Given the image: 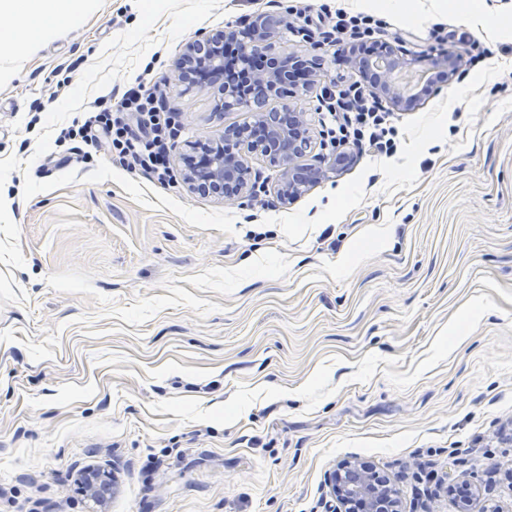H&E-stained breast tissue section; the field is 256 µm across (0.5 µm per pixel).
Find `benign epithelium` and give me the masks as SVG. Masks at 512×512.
I'll list each match as a JSON object with an SVG mask.
<instances>
[{
  "label": "benign epithelium",
  "mask_w": 512,
  "mask_h": 512,
  "mask_svg": "<svg viewBox=\"0 0 512 512\" xmlns=\"http://www.w3.org/2000/svg\"><path fill=\"white\" fill-rule=\"evenodd\" d=\"M275 28L274 21L259 17L241 41L236 34H226L207 44L196 40L188 45L187 63L175 67L166 77L169 83L191 80L197 86L212 88L220 101L225 96H233L254 103L252 121L247 128L228 127L196 143L192 152L185 156L183 179L195 194L223 201L246 196L252 190L251 162L255 154L279 168L278 193L285 201L300 196L314 181L340 171L349 162V155L344 154L334 158L324 169L297 165L296 159L311 147L308 113L289 103L279 109H265L266 99L279 95L285 85H300L309 91L320 81L314 72L300 82L294 79L292 63L301 57H282L272 52ZM226 40L239 42L237 62L230 70L217 62L224 56ZM388 52L389 55L379 57L385 66L376 72L370 70V60L364 57L358 45L348 49L346 59L362 75L372 95L397 109L411 106L416 96L408 94L392 78L394 73L425 62L436 79L449 83L461 61L452 49L417 60L405 58L392 48ZM79 483L85 495L102 510L115 493L113 475L98 467L83 470ZM330 486L334 506L329 512H400L398 493L390 480L359 459L340 462L330 478ZM448 493L456 497L458 512H475L473 505L478 494L471 484H450Z\"/></svg>",
  "instance_id": "benign-epithelium-1"
}]
</instances>
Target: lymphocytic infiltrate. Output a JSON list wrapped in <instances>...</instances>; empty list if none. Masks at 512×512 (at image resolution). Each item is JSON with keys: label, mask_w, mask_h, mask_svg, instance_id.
I'll list each match as a JSON object with an SVG mask.
<instances>
[{"label": "lymphocytic infiltrate", "mask_w": 512, "mask_h": 512, "mask_svg": "<svg viewBox=\"0 0 512 512\" xmlns=\"http://www.w3.org/2000/svg\"><path fill=\"white\" fill-rule=\"evenodd\" d=\"M385 21L365 13L340 10L330 34L336 42L352 45L367 42L385 29ZM322 125L331 145H368L380 155L395 149V127L377 100L367 96L358 84L333 90L323 88ZM177 123L158 93L144 82L125 87L115 107L86 113L81 122L63 128L61 137L80 140L92 148L107 147L113 161L128 171H138L171 185L175 177L169 166V152L176 137Z\"/></svg>", "instance_id": "1"}]
</instances>
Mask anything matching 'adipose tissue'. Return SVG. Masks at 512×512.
<instances>
[{
  "label": "adipose tissue",
  "instance_id": "1",
  "mask_svg": "<svg viewBox=\"0 0 512 512\" xmlns=\"http://www.w3.org/2000/svg\"><path fill=\"white\" fill-rule=\"evenodd\" d=\"M99 0H0V85L18 78L35 50L62 27L95 12Z\"/></svg>",
  "mask_w": 512,
  "mask_h": 512
}]
</instances>
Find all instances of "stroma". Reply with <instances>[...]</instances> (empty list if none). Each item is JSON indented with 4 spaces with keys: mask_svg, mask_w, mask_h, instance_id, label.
<instances>
[{
    "mask_svg": "<svg viewBox=\"0 0 512 512\" xmlns=\"http://www.w3.org/2000/svg\"><path fill=\"white\" fill-rule=\"evenodd\" d=\"M102 2L0 86L14 213L0 215V512H93L76 485L89 466L115 475L107 512H326L350 457L391 480L402 512H457L441 480L512 512V0H480L476 20L448 0H413L412 18L379 0ZM299 7L383 16L377 43L411 56L460 54L410 110L383 104L394 155L353 149L287 203L257 156L254 193L225 203L57 143L140 76L177 114L181 173L192 144L248 112L165 78L190 42L259 16L322 86L359 81L343 45L296 33ZM320 95L295 99L306 165L332 155ZM371 225L389 226L388 247L337 270ZM452 324L464 344L449 346Z\"/></svg>",
    "mask_w": 512,
    "mask_h": 512,
    "instance_id": "35a3bbf8",
    "label": "stroma"
}]
</instances>
